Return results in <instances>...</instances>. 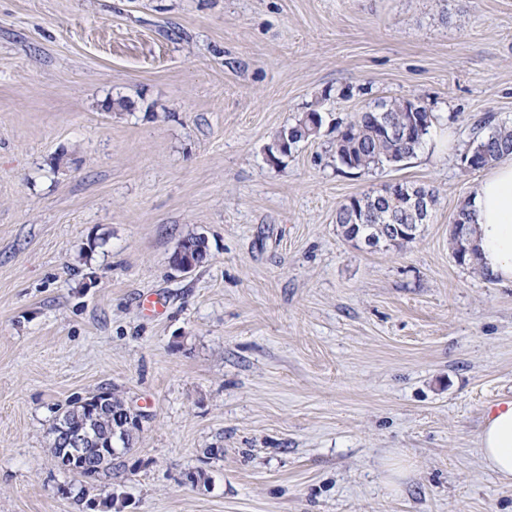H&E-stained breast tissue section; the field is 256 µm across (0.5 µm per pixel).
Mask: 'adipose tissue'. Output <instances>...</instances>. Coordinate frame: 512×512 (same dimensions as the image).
<instances>
[{"label":"adipose tissue","mask_w":512,"mask_h":512,"mask_svg":"<svg viewBox=\"0 0 512 512\" xmlns=\"http://www.w3.org/2000/svg\"><path fill=\"white\" fill-rule=\"evenodd\" d=\"M469 208L481 273L501 284L512 283V159L476 180ZM479 450L486 468L512 479V401L486 413Z\"/></svg>","instance_id":"1"}]
</instances>
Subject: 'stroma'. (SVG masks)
I'll list each match as a JSON object with an SVG mask.
<instances>
[{"instance_id":"1","label":"stroma","mask_w":512,"mask_h":512,"mask_svg":"<svg viewBox=\"0 0 512 512\" xmlns=\"http://www.w3.org/2000/svg\"><path fill=\"white\" fill-rule=\"evenodd\" d=\"M391 97L427 142L337 172L336 120ZM488 115L512 124V0H0V512H512L478 438L512 286L448 245ZM392 181L437 191L421 235L347 241L339 205ZM104 388L142 430L83 484L50 428Z\"/></svg>"}]
</instances>
